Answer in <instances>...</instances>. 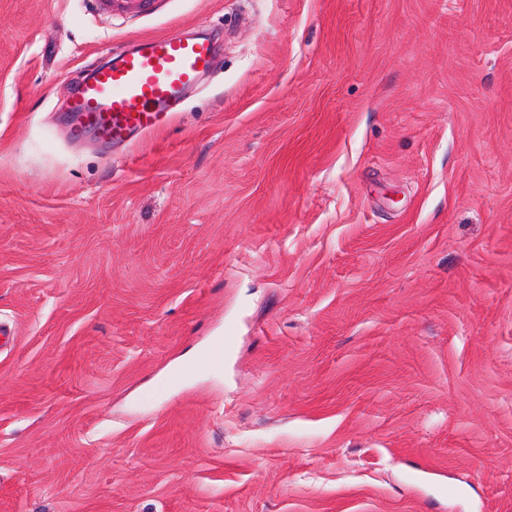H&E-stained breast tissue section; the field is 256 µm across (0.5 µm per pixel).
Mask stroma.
<instances>
[{
  "label": "stroma",
  "mask_w": 512,
  "mask_h": 512,
  "mask_svg": "<svg viewBox=\"0 0 512 512\" xmlns=\"http://www.w3.org/2000/svg\"><path fill=\"white\" fill-rule=\"evenodd\" d=\"M1 328L0 512H512V0H0ZM210 54L206 40L141 39L136 51L96 72L75 98L73 111L113 142L132 130L154 131L178 104L182 89L207 68Z\"/></svg>",
  "instance_id": "stroma-1"
}]
</instances>
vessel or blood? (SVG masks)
Masks as SVG:
<instances>
[{"label": "vessel or blood", "instance_id": "obj_1", "mask_svg": "<svg viewBox=\"0 0 512 512\" xmlns=\"http://www.w3.org/2000/svg\"><path fill=\"white\" fill-rule=\"evenodd\" d=\"M211 46L200 39L157 36L98 70L73 102L85 126L115 142L133 130L158 128L209 62Z\"/></svg>", "mask_w": 512, "mask_h": 512}]
</instances>
